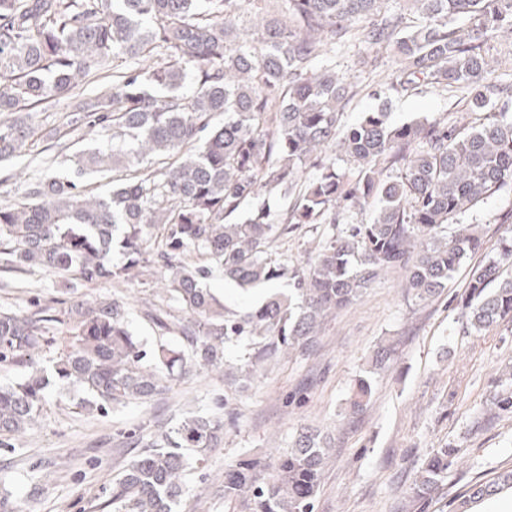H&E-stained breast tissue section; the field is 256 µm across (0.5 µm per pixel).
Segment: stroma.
I'll list each match as a JSON object with an SVG mask.
<instances>
[{"instance_id":"35a3bbf8","label":"stroma","mask_w":512,"mask_h":512,"mask_svg":"<svg viewBox=\"0 0 512 512\" xmlns=\"http://www.w3.org/2000/svg\"><path fill=\"white\" fill-rule=\"evenodd\" d=\"M367 51L359 44L336 55L337 67L350 80L367 85L345 112V122L382 105L398 123L442 113L461 124L474 122V115L435 88L397 95L367 83L358 65ZM68 105L63 98L50 111L35 113L40 138L26 144L20 157L0 163V203L24 198L26 183L15 178L17 169L41 174L48 158L45 134L59 124ZM511 212L512 191L504 189L479 203L466 221L477 225L491 247L502 216ZM325 241L314 225L295 224L276 237L271 252L306 268ZM468 271L461 265L440 296L422 302L406 294L403 272L386 274L329 318L307 353L280 358L267 375L233 397L220 369L173 380L150 402L105 416L77 412L72 391L54 393L38 423L11 447H0V512H116L112 485L139 454L127 445L128 433L150 439L188 411L223 421L224 443L203 458L188 455V491L178 512H225V469L246 454L274 462L289 436L305 425L332 438L314 512H414L409 487L429 452L447 444L460 447L461 457L448 470L446 498L428 512H453V497L512 469V413H485L499 378L512 365V322L463 334L456 299L466 288ZM28 281L21 273L0 271V305L29 314L40 305L117 292L128 299L133 330L142 340L151 344L162 336L171 345L182 343L178 334H160L145 317V303L153 295L140 282L116 291L107 283L73 288L52 275L39 276L34 290ZM381 344L393 347L394 362L373 376L364 410L350 415L352 387Z\"/></svg>"}]
</instances>
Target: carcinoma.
Segmentation results:
<instances>
[{"label": "carcinoma", "mask_w": 512, "mask_h": 512, "mask_svg": "<svg viewBox=\"0 0 512 512\" xmlns=\"http://www.w3.org/2000/svg\"><path fill=\"white\" fill-rule=\"evenodd\" d=\"M0 0V162L37 134L19 112L56 104L69 112L53 137L71 151L74 174L112 173L105 193L49 171L24 200L0 205V269L42 270L81 286L133 282L154 258L166 262V308L148 312L181 347L150 349L131 330L116 294L91 303L20 314L0 307V366L31 367L0 386V446L38 422L50 378L86 395L82 411L105 414L146 402L163 383L224 366L238 346L248 381L292 351L307 352L323 321L358 299L383 273L402 270L404 288L428 301L462 263L485 250L461 219L493 193L512 188V85L495 81L488 37L512 33V0ZM373 52L363 71L380 72L379 50L397 55L388 89L426 84L461 92L476 125L432 120L393 123L381 108L350 125L357 91L336 72L327 46L351 40ZM126 67L105 74L111 61ZM86 83L98 96L83 98ZM223 122L213 123L218 117ZM112 130V147H85ZM350 165L355 177L337 167ZM341 205L372 209L366 224H336ZM290 224H329L333 234L307 269L273 260V239ZM492 254L473 264L457 306L462 331L480 334L512 320V218ZM123 260L115 263L112 253ZM216 266L247 289L288 282L243 314L230 313L202 280ZM52 352L47 367L34 352ZM392 347L374 352L370 374L352 388L355 413L372 396L371 375L390 368ZM491 406L512 412V384ZM224 423L185 415L145 444L112 490L122 512H176L186 492L184 450L218 447ZM331 439L303 426L269 468L245 457L224 471L230 512H314ZM455 446L435 448L418 470L412 499L427 507L445 486ZM512 488V469L469 489L460 512Z\"/></svg>", "instance_id": "obj_1"}]
</instances>
